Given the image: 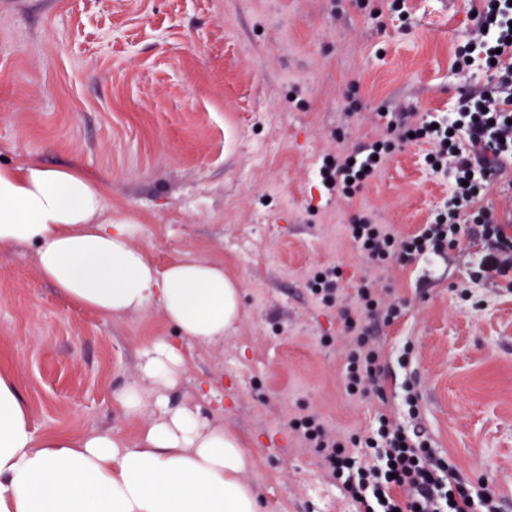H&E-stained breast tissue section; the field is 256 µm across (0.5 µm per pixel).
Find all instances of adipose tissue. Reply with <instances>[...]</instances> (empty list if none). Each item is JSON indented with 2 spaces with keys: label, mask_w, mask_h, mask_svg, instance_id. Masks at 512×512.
<instances>
[{
  "label": "adipose tissue",
  "mask_w": 512,
  "mask_h": 512,
  "mask_svg": "<svg viewBox=\"0 0 512 512\" xmlns=\"http://www.w3.org/2000/svg\"><path fill=\"white\" fill-rule=\"evenodd\" d=\"M105 194L76 168L0 165V254L34 245L41 276L77 308L116 317L156 305L179 338L144 347L139 384L118 397L151 414L132 441L109 429L38 433L14 375L0 371V512H259L243 441L168 397L184 374L182 342L221 344L239 321L241 284L209 261L158 271L132 242L136 225L104 218Z\"/></svg>",
  "instance_id": "obj_1"
}]
</instances>
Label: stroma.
I'll list each match as a JSON object with an SVG mask.
<instances>
[{"label": "stroma", "instance_id": "stroma-1", "mask_svg": "<svg viewBox=\"0 0 512 512\" xmlns=\"http://www.w3.org/2000/svg\"><path fill=\"white\" fill-rule=\"evenodd\" d=\"M477 4L406 0L404 29L356 0H0V164L108 178L106 214L136 225L158 268L208 260L240 281L239 322L223 344L185 343L170 399L241 437L261 512H354L288 430L308 409L351 435L374 410L346 393L343 324L307 280L335 264L355 294L367 263L353 217L372 211L411 235L450 193L421 142L348 201L325 192L315 164L337 136L381 135L380 109L448 114ZM483 254L466 237L447 260L394 266L403 306L378 336L390 353L411 344L438 452L512 512V278H477ZM175 335L155 308L104 319L72 306L34 246L0 255V369L37 429L135 438L146 418L115 396L137 380L139 351Z\"/></svg>", "mask_w": 512, "mask_h": 512}]
</instances>
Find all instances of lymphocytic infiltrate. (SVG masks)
Returning <instances> with one entry per match:
<instances>
[{
	"label": "lymphocytic infiltrate",
	"mask_w": 512,
	"mask_h": 512,
	"mask_svg": "<svg viewBox=\"0 0 512 512\" xmlns=\"http://www.w3.org/2000/svg\"><path fill=\"white\" fill-rule=\"evenodd\" d=\"M474 21L456 48L455 65L461 72L475 66L491 71L485 89L462 94L449 117L436 124L414 112H385L378 120L382 135L360 149L338 145L319 168L328 193L350 198L396 148L415 138L430 146L432 170L452 177L447 210L415 235L401 236L368 215L355 217L351 238L369 262L355 298L344 295L338 267L314 277V294L343 321L345 389L373 400L374 416L348 439L313 414L289 426L303 447L315 449L356 512H500L496 494L473 497L454 459L441 455L421 428L422 397L414 382L405 381L400 403L389 400L385 366L392 358L374 334L378 323H391L399 313L381 284L383 273L418 256L444 257L467 228H475L488 247L485 273L512 271V237L482 204L490 184L512 166V0H480Z\"/></svg>",
	"instance_id": "f902f5d3"
}]
</instances>
